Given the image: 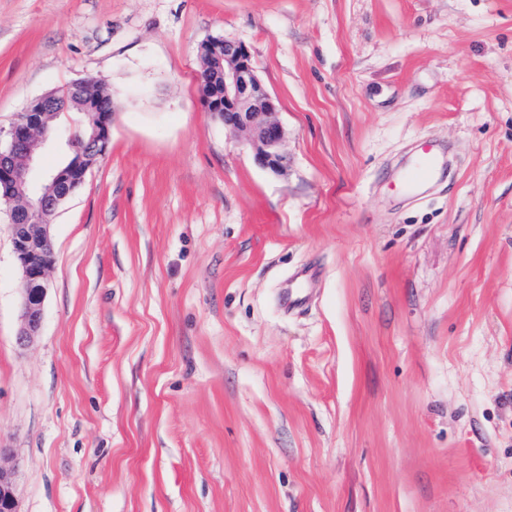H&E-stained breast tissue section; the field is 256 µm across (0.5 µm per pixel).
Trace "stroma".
I'll use <instances>...</instances> for the list:
<instances>
[{"label": "stroma", "instance_id": "stroma-1", "mask_svg": "<svg viewBox=\"0 0 512 512\" xmlns=\"http://www.w3.org/2000/svg\"><path fill=\"white\" fill-rule=\"evenodd\" d=\"M212 36L285 174L201 107ZM87 78L110 148L26 347L0 207L18 512H512V0H0V127ZM200 50L202 68L197 78L205 84L200 85L201 99L210 97L214 101H223V112H216L210 100L205 104L202 102L205 111L213 112L225 127L240 136L258 166L273 174L283 172L288 165V155L286 131L276 119L278 100L261 82L248 47L216 36L205 40ZM218 78L223 85L206 84ZM440 165V156L435 149L425 146L418 150L415 162L403 177V187L412 188L427 180Z\"/></svg>", "mask_w": 512, "mask_h": 512}]
</instances>
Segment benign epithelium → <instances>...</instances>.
<instances>
[{"label": "benign epithelium", "instance_id": "7a95c632", "mask_svg": "<svg viewBox=\"0 0 512 512\" xmlns=\"http://www.w3.org/2000/svg\"><path fill=\"white\" fill-rule=\"evenodd\" d=\"M200 83L221 79L224 86L223 111L216 113L224 126L236 132L255 163L273 173L288 165L286 131L276 119L278 100L261 82L248 47L225 37H211L200 47ZM84 81L70 84L65 93L49 92L37 98L38 111L16 115L6 130L0 129V201L8 205L12 247L22 275L18 343L24 345L38 335L43 320L47 275L53 263L50 217L85 183L90 169L106 154L111 139L112 112L84 107L89 129L83 144L67 138L68 152L76 157V174L67 167L38 173L36 164L52 140L53 129L45 118L71 110L87 99ZM0 512H17L16 466L1 463Z\"/></svg>", "mask_w": 512, "mask_h": 512}]
</instances>
